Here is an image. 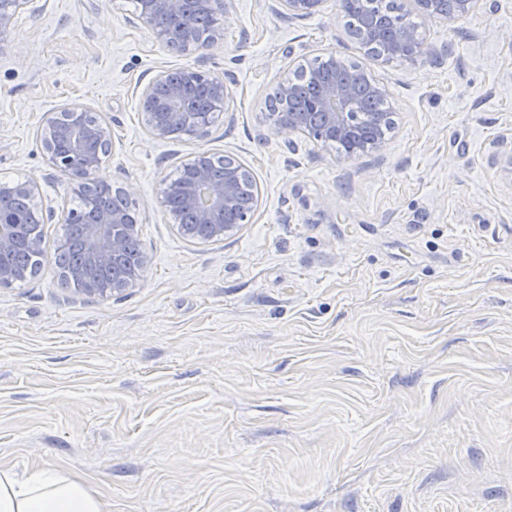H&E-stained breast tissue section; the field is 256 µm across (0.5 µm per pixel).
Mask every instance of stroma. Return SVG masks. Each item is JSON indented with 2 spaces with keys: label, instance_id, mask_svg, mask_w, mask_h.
<instances>
[{
  "label": "stroma",
  "instance_id": "1",
  "mask_svg": "<svg viewBox=\"0 0 512 512\" xmlns=\"http://www.w3.org/2000/svg\"><path fill=\"white\" fill-rule=\"evenodd\" d=\"M129 0H28L0 39V182L29 177L46 262L0 288V463L82 474L109 512H512V0L423 20L418 64L365 57L341 0L294 18L232 0L224 42L168 51ZM337 53L383 83L379 149L275 131L267 98ZM234 78L207 136L152 138L163 68ZM76 102L112 128L149 264L107 299L52 256L74 198L41 150ZM229 155L252 223L182 236L185 158Z\"/></svg>",
  "mask_w": 512,
  "mask_h": 512
}]
</instances>
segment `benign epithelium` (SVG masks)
<instances>
[{"mask_svg":"<svg viewBox=\"0 0 512 512\" xmlns=\"http://www.w3.org/2000/svg\"><path fill=\"white\" fill-rule=\"evenodd\" d=\"M279 8L294 17H306L319 11L325 0H276ZM421 11L431 19L454 20L474 10L479 0H455L453 12L438 7L439 0H415ZM28 0H0V38L6 36L20 6ZM194 7L208 17L205 34L194 25L176 26L164 22L166 18L181 16ZM227 13L226 0H139V20L147 25L153 37L162 45L184 54H191L203 46L224 42V27L220 18ZM378 45L377 59L385 64H416L421 60L423 37L421 32L401 21L393 25L385 38L374 41ZM349 62L330 53L320 61L308 60L299 65L295 78L279 87V98L291 99L303 85H314L318 97L314 110L323 121L312 118L310 112H272L270 119L275 131L299 133L321 143L343 142L348 145L346 157H358L377 149L384 141L380 131L388 119L385 113L369 117L368 128H362L355 112L358 87L345 76ZM232 98L226 77L185 66L161 69L139 94V107L144 125L156 140H168L187 131L189 135L206 134L215 112ZM43 151L50 166L63 175L71 194L83 200V207L67 213L65 223L84 224L87 212L95 214V221L85 224L84 248L96 265L107 268L119 266L124 258L127 240L138 235L135 224L126 223L121 210L105 209L100 200L118 195L132 203L133 192L99 176L106 157L111 152L112 129L100 117L80 104H70L49 113L44 121ZM209 155L198 154L185 159L179 170L185 179L176 187L166 186L164 193L176 190L180 199L170 214L178 231L192 239L198 238L197 229L205 227L206 242L218 241L228 233L253 221L256 209L243 213L236 224H228L224 217L237 210L239 193L243 186L254 183L250 171L237 160L224 156V173L216 177L208 163ZM39 195V184L32 178L0 183V288L12 286L21 268L9 260L19 246L31 252L43 250V238L31 227L9 224L3 211L5 202L20 198L28 202ZM138 277L114 278L77 292L108 297L133 287Z\"/></svg>","mask_w":512,"mask_h":512,"instance_id":"benign-epithelium-1","label":"benign epithelium"}]
</instances>
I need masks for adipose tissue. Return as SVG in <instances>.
Here are the masks:
<instances>
[{"label":"adipose tissue","instance_id":"obj_1","mask_svg":"<svg viewBox=\"0 0 512 512\" xmlns=\"http://www.w3.org/2000/svg\"><path fill=\"white\" fill-rule=\"evenodd\" d=\"M0 512H107L80 475L46 467L18 475L0 466Z\"/></svg>","mask_w":512,"mask_h":512}]
</instances>
